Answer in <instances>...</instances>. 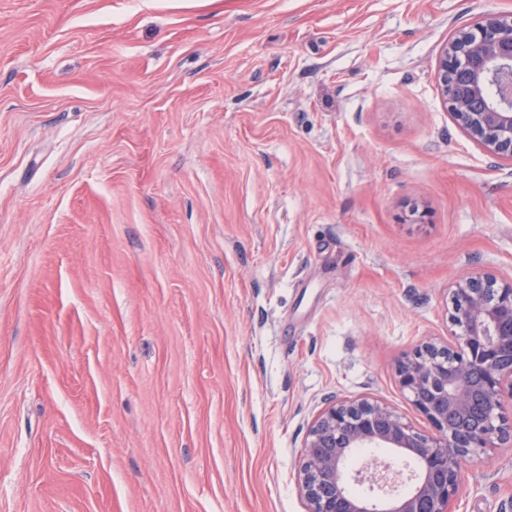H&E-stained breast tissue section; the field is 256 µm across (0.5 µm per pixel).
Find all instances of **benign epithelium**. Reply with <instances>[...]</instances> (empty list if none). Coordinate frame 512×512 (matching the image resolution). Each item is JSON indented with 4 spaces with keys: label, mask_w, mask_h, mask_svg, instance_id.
Masks as SVG:
<instances>
[{
    "label": "benign epithelium",
    "mask_w": 512,
    "mask_h": 512,
    "mask_svg": "<svg viewBox=\"0 0 512 512\" xmlns=\"http://www.w3.org/2000/svg\"><path fill=\"white\" fill-rule=\"evenodd\" d=\"M434 79L452 123L490 156L512 163V11H488L448 38ZM446 344L426 341L398 360L396 375L430 430L374 399L325 404L301 450L297 488L306 512H452L464 468L512 433L501 413L512 396V278L473 272L451 288ZM360 448H392L415 463L402 471L348 461ZM362 486L361 494L352 487Z\"/></svg>",
    "instance_id": "obj_1"
}]
</instances>
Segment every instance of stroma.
<instances>
[{
	"mask_svg": "<svg viewBox=\"0 0 512 512\" xmlns=\"http://www.w3.org/2000/svg\"><path fill=\"white\" fill-rule=\"evenodd\" d=\"M512 0H0V512H305L308 426L512 275L440 48ZM428 221L412 224V206ZM453 512H512V437Z\"/></svg>",
	"mask_w": 512,
	"mask_h": 512,
	"instance_id": "stroma-1",
	"label": "stroma"
}]
</instances>
